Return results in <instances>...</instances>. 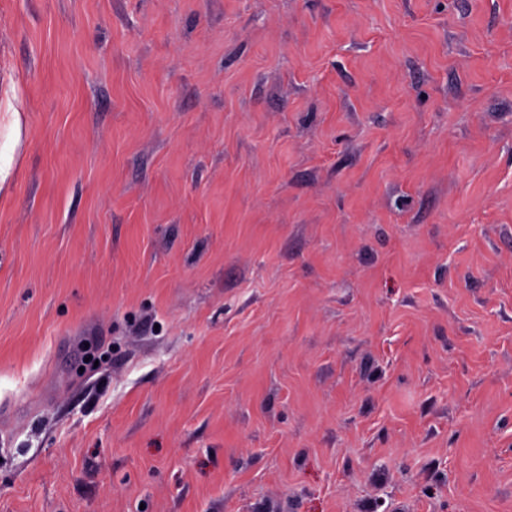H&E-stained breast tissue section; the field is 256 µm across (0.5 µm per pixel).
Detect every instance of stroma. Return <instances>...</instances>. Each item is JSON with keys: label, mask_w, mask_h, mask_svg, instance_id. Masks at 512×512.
<instances>
[{"label": "stroma", "mask_w": 512, "mask_h": 512, "mask_svg": "<svg viewBox=\"0 0 512 512\" xmlns=\"http://www.w3.org/2000/svg\"><path fill=\"white\" fill-rule=\"evenodd\" d=\"M10 108L0 512H512V0H0Z\"/></svg>", "instance_id": "stroma-1"}]
</instances>
